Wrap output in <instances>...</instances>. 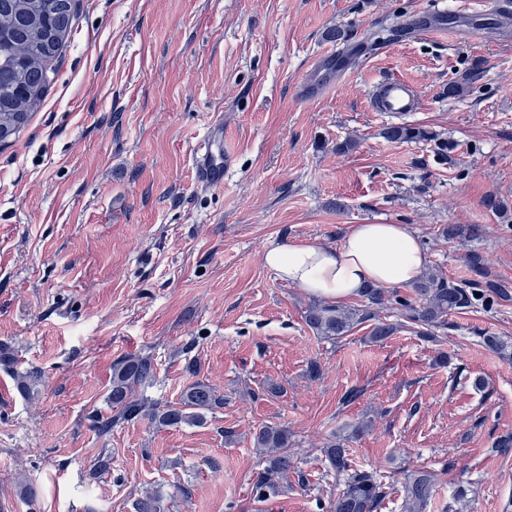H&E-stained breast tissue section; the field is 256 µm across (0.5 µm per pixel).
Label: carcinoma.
<instances>
[{
    "label": "carcinoma",
    "instance_id": "carcinoma-1",
    "mask_svg": "<svg viewBox=\"0 0 512 512\" xmlns=\"http://www.w3.org/2000/svg\"><path fill=\"white\" fill-rule=\"evenodd\" d=\"M60 0H0V125L14 131L22 127L32 108L40 101L48 83L45 62L60 50L63 41L53 47L45 42L43 19L58 7ZM391 141L429 140L435 142L438 154L448 155V145L436 136L411 125L389 126L383 130ZM480 229L473 224H455L443 228L445 236L472 239ZM466 263L474 275L460 285L444 276L430 272L413 286L410 297L380 287L364 289L361 303L350 306L312 303L305 312V322L319 337L337 340L358 326L372 323L369 340L382 342L401 327L410 328L417 336L431 342H440L448 329V315L471 308L483 300L487 292L495 293L501 286L483 284L486 275L483 256L472 251ZM394 312L395 322L384 320L380 313ZM0 367L10 373L24 397L31 399L38 393L42 373L35 367L22 370L15 356L0 349ZM156 378L154 358L149 355H131L112 365V381L107 403L110 413L91 417L90 427L100 434L129 422L146 421L157 429L181 425H202L206 414L224 405V398L206 380H197L182 392L179 402L163 404L138 393V389L153 384ZM371 421L351 425L333 436L323 453L327 468L336 475V493L323 504L321 512H378L385 499L384 476L376 471L351 468L347 443L363 436ZM254 448L261 456L260 468L251 480V496L255 502H266L279 493L288 473L295 469L294 455L288 451V429L280 424H265L252 435ZM434 474L417 469L405 477L401 512H426L436 493ZM163 495L147 491L133 504L134 512H166Z\"/></svg>",
    "mask_w": 512,
    "mask_h": 512
}]
</instances>
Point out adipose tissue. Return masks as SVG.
<instances>
[{
    "label": "adipose tissue",
    "instance_id": "adipose-tissue-1",
    "mask_svg": "<svg viewBox=\"0 0 512 512\" xmlns=\"http://www.w3.org/2000/svg\"><path fill=\"white\" fill-rule=\"evenodd\" d=\"M429 263L406 224H359L335 246L288 243L264 254L266 268L278 280L335 303L357 297L369 286L415 283Z\"/></svg>",
    "mask_w": 512,
    "mask_h": 512
}]
</instances>
